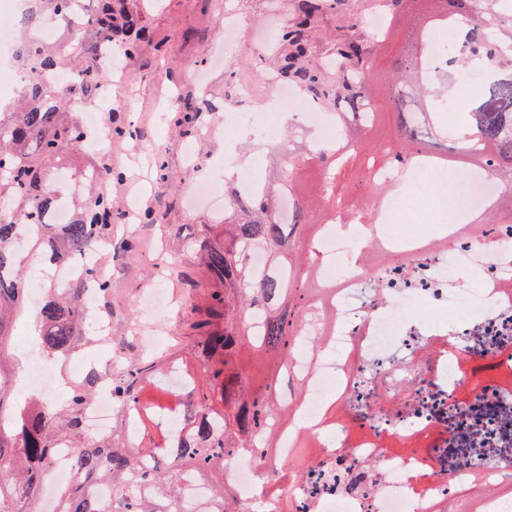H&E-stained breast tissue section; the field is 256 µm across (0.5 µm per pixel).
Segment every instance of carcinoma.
Instances as JSON below:
<instances>
[{
    "mask_svg": "<svg viewBox=\"0 0 512 512\" xmlns=\"http://www.w3.org/2000/svg\"><path fill=\"white\" fill-rule=\"evenodd\" d=\"M32 8L14 22L22 31L17 67L26 74L19 100L11 112H0V512H40L45 482L50 479L61 449H70V481L56 496L52 512H182L183 481L204 485L211 494L210 512H254L233 486L224 481V467L237 456L255 460L258 481L277 484L283 472H304L313 466L305 457L288 461L276 454V419L288 421L277 400V382L265 390L251 386L242 365L250 354L281 356L277 373L288 364L312 313L322 328L332 323L331 306L324 303L312 252L315 227L372 215L395 184L372 178V166L405 167L418 159L437 165L448 160L432 148L441 142L463 156L464 169L482 168L512 191V0H383L390 27L379 47L391 43L398 22L415 12L418 47L389 77L378 76L371 51L359 40L353 21L336 37V79L328 81L308 59L310 31L317 16L335 0H296V17L280 31L284 53L275 72L284 83L303 90L312 100L336 105V111L364 115L362 136L346 143L342 154L313 151L302 145L288 156L275 189L236 199L224 216V236H212L203 225L195 246L208 272L224 281V292L211 296V315L219 325L203 322L196 345L209 351L198 379L187 377L188 392L175 413L182 437L173 441L159 431L151 446H141L136 422H123L135 411L141 429L157 413L168 410L164 388L153 359L130 356L111 375L112 405L120 423L102 437H88L83 413L92 403L99 374L70 387L63 404L32 396L19 400L12 390L14 370L6 358L16 347L15 330L25 322L38 336L42 354L63 357L79 353L92 335L84 307V280H93L98 293L110 282L97 269H85L84 279L45 289L33 316H27V257L58 266L77 260L112 239V196L100 189L101 173L112 181L109 163L101 160L81 171L84 194L72 201L74 220L52 224L56 204L53 186L69 171L68 160L79 154L86 138L70 97L91 99L106 73L91 65L101 44L122 48L128 55L141 47L136 33L134 0H102L85 11L84 0H31ZM52 20L66 32L64 46L44 45L29 30ZM456 33V47L440 57L426 50L428 36L438 25ZM478 66L486 73L467 97L469 109L445 122L442 114L456 85L451 74L459 66ZM70 69L77 81L54 91L39 79L42 72ZM396 117L395 133L387 139L372 134L380 116ZM357 164L369 193L347 202L338 193L340 178ZM288 199V222L281 219V201ZM474 224H512V210L493 207L472 218ZM33 226L32 251L24 255L13 245L16 230ZM254 252L265 265L250 263ZM315 286L318 298L296 310L290 298L296 283ZM154 394L143 396L146 386ZM108 496L101 500L98 487Z\"/></svg>",
    "mask_w": 512,
    "mask_h": 512,
    "instance_id": "1",
    "label": "carcinoma"
}]
</instances>
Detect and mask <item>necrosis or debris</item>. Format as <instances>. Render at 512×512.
<instances>
[{
	"instance_id": "obj_1",
	"label": "necrosis or debris",
	"mask_w": 512,
	"mask_h": 512,
	"mask_svg": "<svg viewBox=\"0 0 512 512\" xmlns=\"http://www.w3.org/2000/svg\"><path fill=\"white\" fill-rule=\"evenodd\" d=\"M265 108H243L237 90L224 124L277 140L279 115L296 112L318 146L344 139L348 124L336 112L298 97L274 75L266 77ZM398 185L371 223L326 225L318 266L335 296V324L322 331L321 352L299 344L289 373L305 381L279 428L282 457L302 453L314 471L280 485L293 512H433L481 472L491 493L477 512H512L498 489L512 484V226L481 230L468 222L497 202L505 187L478 172L411 165L383 172ZM438 223L403 229L399 218L416 208ZM372 237L380 251L405 265L365 264L355 253ZM381 285L379 296L366 290ZM13 382L18 396L52 399V359L36 342L22 353ZM226 483L256 508L274 503L256 484L248 457L227 463Z\"/></svg>"
}]
</instances>
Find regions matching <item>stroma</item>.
Returning <instances> with one entry per match:
<instances>
[{
  "label": "stroma",
  "mask_w": 512,
  "mask_h": 512,
  "mask_svg": "<svg viewBox=\"0 0 512 512\" xmlns=\"http://www.w3.org/2000/svg\"><path fill=\"white\" fill-rule=\"evenodd\" d=\"M279 2L275 16L270 0H142L145 39L125 65L130 95L105 115L117 175L109 191L119 209L105 261L112 293L100 307L117 351L142 353L132 336L138 297L159 285L169 308L158 328L168 350L190 355L212 293L224 288L210 278L194 245L202 225L223 223L224 212L204 209L192 193L201 177H229L246 167L261 179L273 176L271 145L225 130L218 116L237 82H259L280 55L278 35L294 17V0ZM349 14L341 7L319 19L310 62L331 57ZM187 105L194 113L185 129L177 121Z\"/></svg>",
  "instance_id": "35a3bbf8"
}]
</instances>
